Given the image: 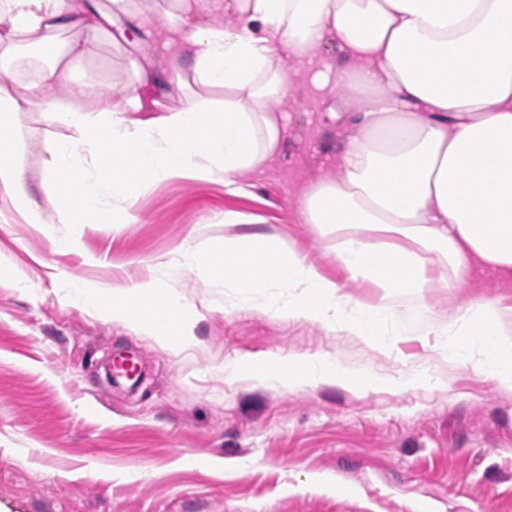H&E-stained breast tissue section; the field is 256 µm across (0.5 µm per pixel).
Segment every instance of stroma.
<instances>
[{
    "label": "stroma",
    "mask_w": 512,
    "mask_h": 512,
    "mask_svg": "<svg viewBox=\"0 0 512 512\" xmlns=\"http://www.w3.org/2000/svg\"><path fill=\"white\" fill-rule=\"evenodd\" d=\"M162 60L157 45L104 42L73 76L116 99L129 58ZM317 64H294V96L278 104L288 136L278 161L237 189L177 177L138 196L126 223L61 224L41 188L48 139L64 135L41 113L20 114L21 180L41 223L29 224L0 190V512H512V391L448 359L440 329L473 298L496 299L512 333V285L480 274L459 288L431 284L425 305L384 297L351 279L297 219L295 199L338 174L353 127L351 91L314 83ZM244 215L228 224L226 213ZM261 233L293 246L342 293L386 303L404 329L391 349L342 329L226 310L224 288L185 269L170 288L195 306L185 351L134 327L61 304L66 280L129 285L194 246ZM140 356L139 383L110 380L115 356ZM294 355L353 373L426 375L429 384L294 389L258 382L248 362ZM137 480H126L128 471ZM329 476L334 487L308 485Z\"/></svg>",
    "instance_id": "stroma-1"
}]
</instances>
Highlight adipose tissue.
<instances>
[{"label":"adipose tissue","instance_id":"1","mask_svg":"<svg viewBox=\"0 0 512 512\" xmlns=\"http://www.w3.org/2000/svg\"><path fill=\"white\" fill-rule=\"evenodd\" d=\"M219 15L230 24H213ZM163 18V63L132 60L134 80L107 101L70 73L99 58L104 40L155 38L134 0H0V63L29 73L19 89L0 81V188L27 223L42 218L7 133L18 113L69 131L48 141L43 182L60 222L118 224L139 194L174 176L230 187L277 157L286 126L273 106L293 84L284 61H313L331 37L340 58L321 77L371 96L348 118L359 134L337 156L340 176L301 192L302 222L351 277L388 296H421L433 270L444 288L478 271L512 281V0H175ZM75 30L85 38L69 41ZM57 85L64 95L49 96ZM173 87L186 93L182 107L167 105ZM499 319L494 300L473 301L445 351L511 391L512 334ZM249 370L291 388L384 383L313 356Z\"/></svg>","mask_w":512,"mask_h":512}]
</instances>
